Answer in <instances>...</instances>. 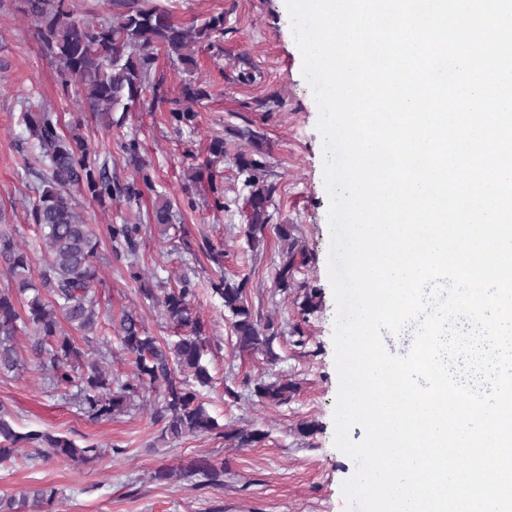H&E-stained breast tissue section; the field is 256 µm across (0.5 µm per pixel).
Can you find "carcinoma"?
<instances>
[{
    "label": "carcinoma",
    "mask_w": 512,
    "mask_h": 512,
    "mask_svg": "<svg viewBox=\"0 0 512 512\" xmlns=\"http://www.w3.org/2000/svg\"><path fill=\"white\" fill-rule=\"evenodd\" d=\"M28 11L37 23L40 39L64 76L74 80L85 93L86 109L106 127L120 125L116 112H127L141 100L146 89L155 51L165 50L184 65L194 64L185 53L189 33L172 14L153 0H114L116 20L87 21L77 19L64 0H26ZM224 17L204 23L196 38L204 41L223 31ZM28 136L37 140L45 172L41 192L34 206L35 223L41 232L43 263L33 272L27 251L19 241L12 224H0V267L6 283L0 285V374L21 369L17 336L26 329L34 331L31 351L38 367L57 386L75 388L81 408L94 418H110L123 412L139 397L141 385L149 383L162 390L163 403L159 419L164 432L174 438L212 432L217 422L199 401L191 382L206 386L211 381L202 363L207 340L199 320L192 317L190 298L195 295L192 283L185 279L181 286L163 299L164 315L178 330L174 342L160 341L144 327L140 316L124 313L117 326L122 348L132 357L137 382L113 387L112 378L94 363H85L84 352L63 329L60 320L84 336L94 334L99 324L94 289L100 281L97 265L98 239L91 225L76 211L69 185H77L104 203L117 193L131 203L138 201V185L151 186L152 177L139 157L136 141L123 143L129 162L136 169L138 182L124 187L112 185L106 167L99 164L87 141L68 138L58 131L57 116L44 108L27 109L21 116ZM213 156L205 170L196 171L194 180L207 176L212 192L219 190L218 171L213 165L224 158V140L212 141ZM239 173L248 188L246 207L247 239L251 246L263 242L272 215V186L265 179V164L251 155L237 157ZM171 204L158 200L152 208V224H170ZM139 224H112L109 227L111 249L115 255L133 257L138 249ZM305 255L289 245L282 252L276 269V282L286 291L295 287V273L305 264ZM211 288L224 302V311L231 314L232 333L241 351L262 352L276 359L273 335L259 327L246 298V279H232L216 272ZM293 388L280 383H253V393L260 401L278 405L288 401ZM224 439L239 447L262 442L259 431L233 430ZM24 445L46 449V456L65 461H88L97 448L81 447L66 436L48 431L20 433L0 413V464L12 459ZM34 501L43 505L42 512H54L56 491L39 488L32 491Z\"/></svg>",
    "instance_id": "carcinoma-1"
}]
</instances>
